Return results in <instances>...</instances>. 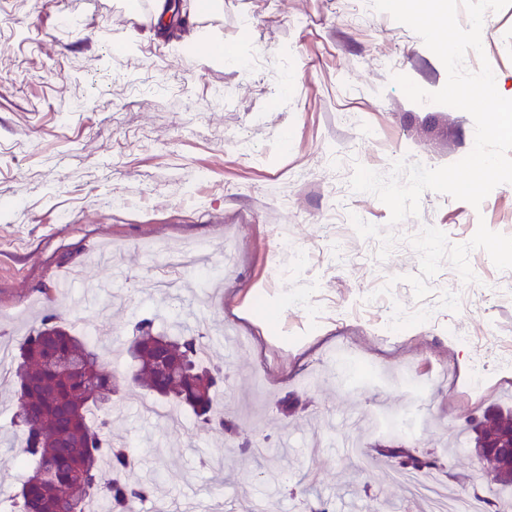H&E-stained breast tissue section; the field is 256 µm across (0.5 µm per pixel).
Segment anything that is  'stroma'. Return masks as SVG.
Segmentation results:
<instances>
[{
	"label": "stroma",
	"mask_w": 512,
	"mask_h": 512,
	"mask_svg": "<svg viewBox=\"0 0 512 512\" xmlns=\"http://www.w3.org/2000/svg\"><path fill=\"white\" fill-rule=\"evenodd\" d=\"M483 54L512 99V6L485 15ZM429 92L447 71L371 0H190L162 31L151 0H0V341L48 309L87 338L130 339L206 318L234 432L163 427L160 399L128 385L110 435L134 482L162 473L169 512H418L389 464L345 452L400 442L435 459L431 479L512 508V487L473 486L469 422L512 407V184L480 207L425 191L391 225L356 165L436 168L474 147L461 110H426L383 59ZM290 247L281 251L279 237ZM185 244L211 249L220 287L155 288ZM243 354L225 353L224 333ZM265 447L252 458L247 445ZM234 474L215 487V462Z\"/></svg>",
	"instance_id": "stroma-1"
}]
</instances>
